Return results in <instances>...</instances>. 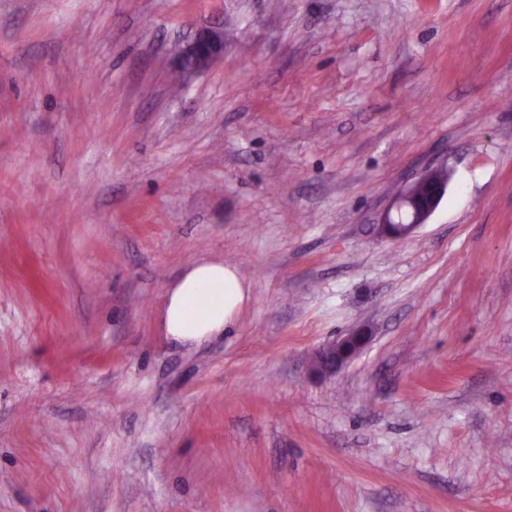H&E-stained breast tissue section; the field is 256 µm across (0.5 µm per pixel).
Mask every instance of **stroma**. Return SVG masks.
<instances>
[{
    "mask_svg": "<svg viewBox=\"0 0 512 512\" xmlns=\"http://www.w3.org/2000/svg\"><path fill=\"white\" fill-rule=\"evenodd\" d=\"M0 512H512V0H0ZM224 55V32L208 28L178 49L179 70L183 77L207 69ZM447 191L448 181L416 175L381 213L378 233L392 240L411 236L435 213ZM235 268L219 260H198L170 287L163 322L167 336L200 344L224 333L249 297ZM368 339L369 336L363 332L337 338L316 354L312 370L322 375L336 373V370L359 353Z\"/></svg>",
    "mask_w": 512,
    "mask_h": 512,
    "instance_id": "35a3bbf8",
    "label": "stroma"
}]
</instances>
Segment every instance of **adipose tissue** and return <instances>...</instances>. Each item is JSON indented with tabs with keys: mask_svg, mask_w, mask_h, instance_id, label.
Returning a JSON list of instances; mask_svg holds the SVG:
<instances>
[{
	"mask_svg": "<svg viewBox=\"0 0 512 512\" xmlns=\"http://www.w3.org/2000/svg\"><path fill=\"white\" fill-rule=\"evenodd\" d=\"M248 297L232 266L219 260L193 262L167 293L163 314L165 333L173 340L192 344L222 335Z\"/></svg>",
	"mask_w": 512,
	"mask_h": 512,
	"instance_id": "ef3b65f1",
	"label": "adipose tissue"
}]
</instances>
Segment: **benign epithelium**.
I'll use <instances>...</instances> for the list:
<instances>
[{
  "label": "benign epithelium",
  "instance_id": "obj_1",
  "mask_svg": "<svg viewBox=\"0 0 512 512\" xmlns=\"http://www.w3.org/2000/svg\"><path fill=\"white\" fill-rule=\"evenodd\" d=\"M223 55L224 32L202 30L178 49L180 73L184 77L199 73ZM447 191L448 182L416 175L381 213L378 233L392 240L411 236L435 213ZM368 339L362 332L337 338L316 354L312 370L322 375L335 373L359 353Z\"/></svg>",
  "mask_w": 512,
  "mask_h": 512
}]
</instances>
